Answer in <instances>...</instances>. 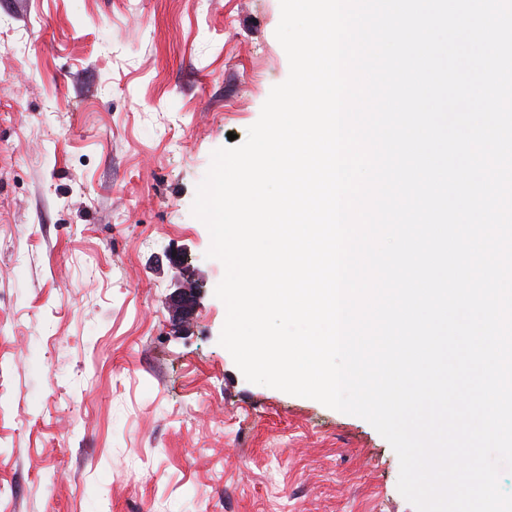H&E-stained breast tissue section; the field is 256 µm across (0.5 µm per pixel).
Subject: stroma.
I'll list each match as a JSON object with an SVG mask.
<instances>
[{
  "label": "stroma",
  "mask_w": 512,
  "mask_h": 512,
  "mask_svg": "<svg viewBox=\"0 0 512 512\" xmlns=\"http://www.w3.org/2000/svg\"><path fill=\"white\" fill-rule=\"evenodd\" d=\"M279 21L280 0H0V512H415L369 422L219 343L192 204L288 77ZM202 288L201 285L195 282L177 283L172 294V302L176 312L183 316L191 314Z\"/></svg>",
  "instance_id": "35a3bbf8"
}]
</instances>
